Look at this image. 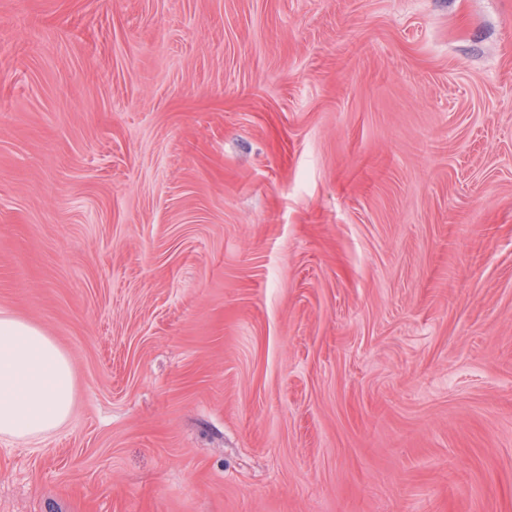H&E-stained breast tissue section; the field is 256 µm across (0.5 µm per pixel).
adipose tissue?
I'll return each mask as SVG.
<instances>
[{
  "label": "adipose tissue",
  "instance_id": "obj_1",
  "mask_svg": "<svg viewBox=\"0 0 512 512\" xmlns=\"http://www.w3.org/2000/svg\"><path fill=\"white\" fill-rule=\"evenodd\" d=\"M75 404L69 355L40 327L0 314V435L27 441L61 428Z\"/></svg>",
  "mask_w": 512,
  "mask_h": 512
}]
</instances>
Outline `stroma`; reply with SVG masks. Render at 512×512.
I'll return each mask as SVG.
<instances>
[{
	"label": "stroma",
	"mask_w": 512,
	"mask_h": 512,
	"mask_svg": "<svg viewBox=\"0 0 512 512\" xmlns=\"http://www.w3.org/2000/svg\"><path fill=\"white\" fill-rule=\"evenodd\" d=\"M0 311V512H512V0H0ZM75 404L70 356L40 327L0 314V435L27 441L61 428Z\"/></svg>",
	"instance_id": "35a3bbf8"
}]
</instances>
